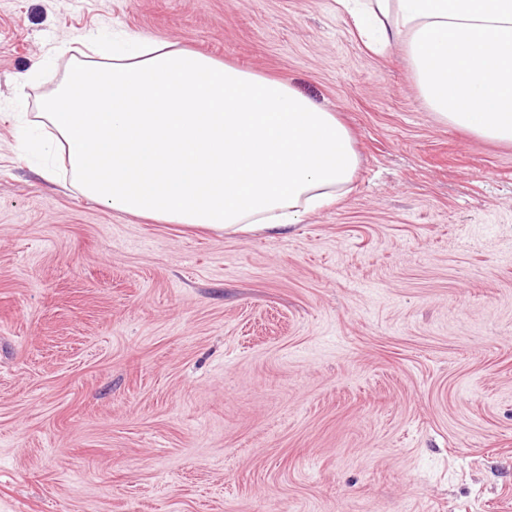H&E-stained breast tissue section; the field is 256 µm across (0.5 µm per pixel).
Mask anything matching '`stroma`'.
Listing matches in <instances>:
<instances>
[{
  "label": "stroma",
  "mask_w": 512,
  "mask_h": 512,
  "mask_svg": "<svg viewBox=\"0 0 512 512\" xmlns=\"http://www.w3.org/2000/svg\"><path fill=\"white\" fill-rule=\"evenodd\" d=\"M98 34L287 81L350 192L234 234L46 180L22 115ZM0 512H512V145L336 0H0Z\"/></svg>",
  "instance_id": "1"
}]
</instances>
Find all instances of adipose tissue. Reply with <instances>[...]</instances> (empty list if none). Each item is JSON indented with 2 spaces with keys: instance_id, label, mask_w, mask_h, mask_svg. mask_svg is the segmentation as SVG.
Instances as JSON below:
<instances>
[{
  "instance_id": "ef3b65f1",
  "label": "adipose tissue",
  "mask_w": 512,
  "mask_h": 512,
  "mask_svg": "<svg viewBox=\"0 0 512 512\" xmlns=\"http://www.w3.org/2000/svg\"><path fill=\"white\" fill-rule=\"evenodd\" d=\"M373 51L399 46L437 121L512 143V0H337ZM40 116L83 194L114 211L284 232L340 199L349 129L288 83L172 43L93 42Z\"/></svg>"
}]
</instances>
